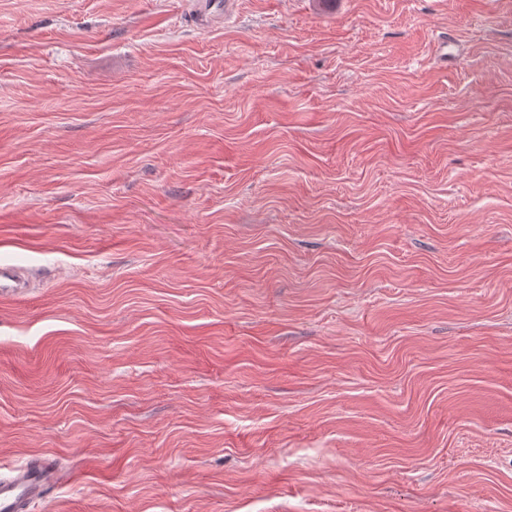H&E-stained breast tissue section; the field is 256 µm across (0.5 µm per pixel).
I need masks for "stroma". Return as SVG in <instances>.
Wrapping results in <instances>:
<instances>
[{
	"instance_id": "stroma-1",
	"label": "stroma",
	"mask_w": 512,
	"mask_h": 512,
	"mask_svg": "<svg viewBox=\"0 0 512 512\" xmlns=\"http://www.w3.org/2000/svg\"><path fill=\"white\" fill-rule=\"evenodd\" d=\"M0 261L23 512H512V0H0ZM234 3L235 0H197L193 9L197 25L206 26L216 16L230 15ZM30 279L16 266L0 264V301H15L30 288ZM51 462L44 458L31 460L14 477L0 476V511L20 512L23 506L43 499L57 480Z\"/></svg>"
}]
</instances>
